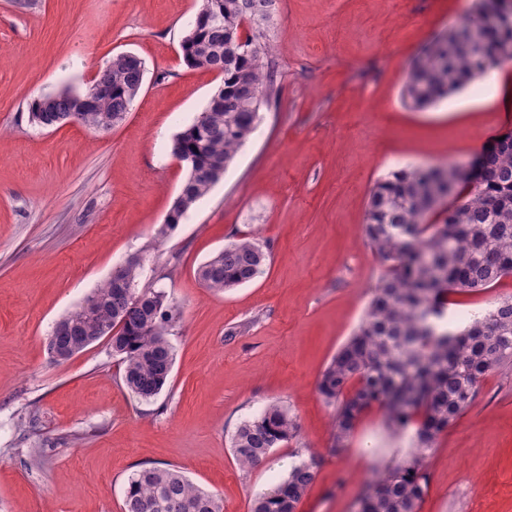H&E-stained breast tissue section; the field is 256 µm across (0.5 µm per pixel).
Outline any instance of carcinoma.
Instances as JSON below:
<instances>
[{"instance_id": "obj_1", "label": "carcinoma", "mask_w": 512, "mask_h": 512, "mask_svg": "<svg viewBox=\"0 0 512 512\" xmlns=\"http://www.w3.org/2000/svg\"><path fill=\"white\" fill-rule=\"evenodd\" d=\"M277 0H222V17L207 21L197 38H187L182 56L191 68L223 76L224 102L208 105L178 132L172 155L187 168H228L256 130L260 110L275 92L276 71L263 40V12L271 21ZM505 58H512V0H475L464 23L436 35L412 60L402 88L411 109H424L454 93ZM98 78L112 96L97 107L112 112V125L125 120L111 99L137 84L135 68L120 60ZM482 154L484 174L458 164L399 169L369 193L365 233L369 247L388 263L353 334L323 371L318 390L334 408L329 452L342 454L361 416L373 406L384 411L394 434L415 430L410 452L367 482L356 512H419L429 485L428 458L437 440L472 404L480 381L512 365V296L501 297L457 333L438 338L428 316L447 311L449 295L485 290L512 276V130ZM221 180L188 178L180 192L186 207H170L167 230ZM268 260L263 247L243 235L201 264L205 287L226 291L251 282ZM140 262L128 264L119 280L106 279L92 294L94 309L79 305L53 328L48 350L65 361L118 329L112 352L124 363L123 381L136 397L150 400L168 383L173 348L168 333L180 317L163 291L137 288ZM299 431L297 417L278 404L244 421L233 438L238 465L252 468L271 449ZM319 458L291 468L258 494L251 512H296L309 490ZM123 512H223L218 493L203 489L174 466L143 467L129 478Z\"/></svg>"}]
</instances>
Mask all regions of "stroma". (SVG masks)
Masks as SVG:
<instances>
[{"instance_id":"1","label":"stroma","mask_w":512,"mask_h":512,"mask_svg":"<svg viewBox=\"0 0 512 512\" xmlns=\"http://www.w3.org/2000/svg\"><path fill=\"white\" fill-rule=\"evenodd\" d=\"M474 0H280L266 36L278 94L223 180L164 241L156 233L187 176L174 135L223 83L179 48L199 0H0V512H123L129 476L171 465L218 492L224 512L289 468L321 464L296 512H355L365 482L410 446L374 408L338 456L318 382L387 266L364 237L371 188L391 171L460 163L512 130V61L433 107L401 100L411 60ZM145 81L107 132L29 121L32 97L85 89L113 56ZM270 259L251 283L213 292L197 268L236 237ZM140 287L182 310L169 384L132 396L108 340L69 360L54 323L132 255ZM277 402L296 439L251 469L238 426ZM38 456H30V449ZM420 512H512V365L486 376L439 437Z\"/></svg>"}]
</instances>
